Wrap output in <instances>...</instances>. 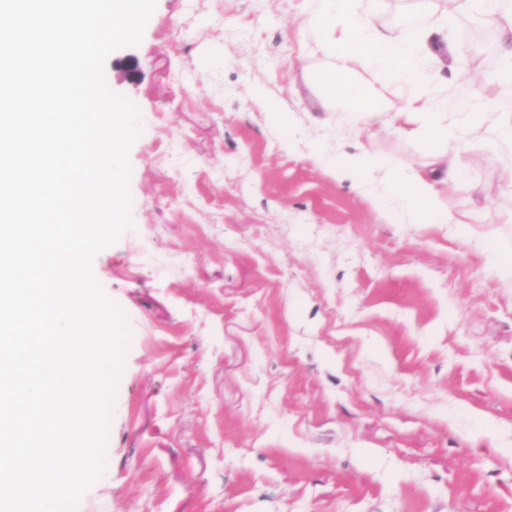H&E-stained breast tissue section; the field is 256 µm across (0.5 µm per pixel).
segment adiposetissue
Segmentation results:
<instances>
[{
    "mask_svg": "<svg viewBox=\"0 0 512 512\" xmlns=\"http://www.w3.org/2000/svg\"><path fill=\"white\" fill-rule=\"evenodd\" d=\"M309 2L312 24L318 31H329L335 58L318 77L323 98L338 103L359 132L389 123L437 146L424 171L403 172L390 182L387 199L412 215L415 223H458L457 214L443 206L441 193L459 186L461 151L469 136L483 130L488 106L473 94L453 100L433 94L446 73L425 60L456 56L457 47L448 38L451 17H442L431 29L390 30L377 22L370 0ZM362 65L386 77H399L401 99L387 104L356 82L352 74Z\"/></svg>",
    "mask_w": 512,
    "mask_h": 512,
    "instance_id": "1",
    "label": "adipose tissue"
}]
</instances>
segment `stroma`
<instances>
[{
  "mask_svg": "<svg viewBox=\"0 0 512 512\" xmlns=\"http://www.w3.org/2000/svg\"><path fill=\"white\" fill-rule=\"evenodd\" d=\"M307 10L157 0L105 62L142 132L134 225L93 269L132 338L78 512H512V151L470 140L465 223L375 204L433 145L359 139ZM470 21L454 67L485 92ZM362 152L386 167L339 182ZM380 158L360 153L336 157V174L341 181L348 180L359 187H365L373 167L381 165Z\"/></svg>",
  "mask_w": 512,
  "mask_h": 512,
  "instance_id": "obj_1",
  "label": "stroma"
}]
</instances>
